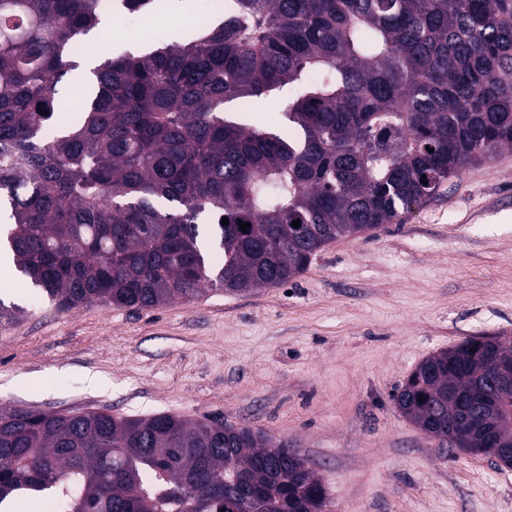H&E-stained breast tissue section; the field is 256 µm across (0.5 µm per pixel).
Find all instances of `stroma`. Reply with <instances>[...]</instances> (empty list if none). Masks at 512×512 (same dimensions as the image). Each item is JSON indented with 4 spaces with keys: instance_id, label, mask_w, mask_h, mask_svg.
Here are the masks:
<instances>
[{
    "instance_id": "stroma-1",
    "label": "stroma",
    "mask_w": 512,
    "mask_h": 512,
    "mask_svg": "<svg viewBox=\"0 0 512 512\" xmlns=\"http://www.w3.org/2000/svg\"><path fill=\"white\" fill-rule=\"evenodd\" d=\"M0 406L246 424L291 443L325 512H512V468L426 435L391 396L471 336L512 343V150L287 284L62 311L0 267Z\"/></svg>"
}]
</instances>
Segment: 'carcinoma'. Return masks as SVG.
I'll return each instance as SVG.
<instances>
[{"instance_id":"1","label":"carcinoma","mask_w":512,"mask_h":512,"mask_svg":"<svg viewBox=\"0 0 512 512\" xmlns=\"http://www.w3.org/2000/svg\"><path fill=\"white\" fill-rule=\"evenodd\" d=\"M101 12L0 0V251L61 310L283 285L512 147V0H224L222 19L196 15L190 43L118 57L78 47ZM83 61L99 65L82 110L46 141ZM286 85L283 127L224 112ZM511 360L498 338H468L424 360L393 404L464 452L496 439V465L512 468V396L492 375ZM20 495L61 512L327 502L303 457L251 426L0 408V503Z\"/></svg>"}]
</instances>
